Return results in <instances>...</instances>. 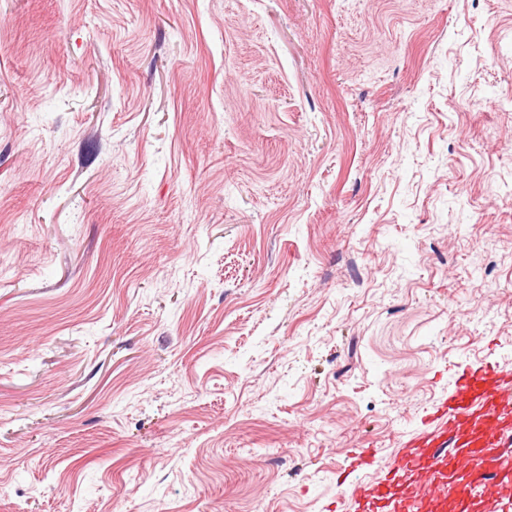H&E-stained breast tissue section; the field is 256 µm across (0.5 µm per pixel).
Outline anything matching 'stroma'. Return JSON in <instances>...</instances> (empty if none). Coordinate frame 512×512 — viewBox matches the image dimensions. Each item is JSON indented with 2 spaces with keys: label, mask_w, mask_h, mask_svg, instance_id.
Wrapping results in <instances>:
<instances>
[{
  "label": "stroma",
  "mask_w": 512,
  "mask_h": 512,
  "mask_svg": "<svg viewBox=\"0 0 512 512\" xmlns=\"http://www.w3.org/2000/svg\"><path fill=\"white\" fill-rule=\"evenodd\" d=\"M0 262V512H345L512 378V0H0Z\"/></svg>",
  "instance_id": "obj_1"
}]
</instances>
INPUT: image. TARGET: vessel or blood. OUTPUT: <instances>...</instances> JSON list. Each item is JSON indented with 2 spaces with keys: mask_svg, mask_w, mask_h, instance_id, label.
Listing matches in <instances>:
<instances>
[{
  "mask_svg": "<svg viewBox=\"0 0 512 512\" xmlns=\"http://www.w3.org/2000/svg\"><path fill=\"white\" fill-rule=\"evenodd\" d=\"M439 412L438 426L395 456L387 485L351 489L356 512H433L430 498L408 491L415 479L460 512L487 499L512 512V383L486 363L461 367Z\"/></svg>",
  "mask_w": 512,
  "mask_h": 512,
  "instance_id": "obj_1",
  "label": "vessel or blood"
}]
</instances>
